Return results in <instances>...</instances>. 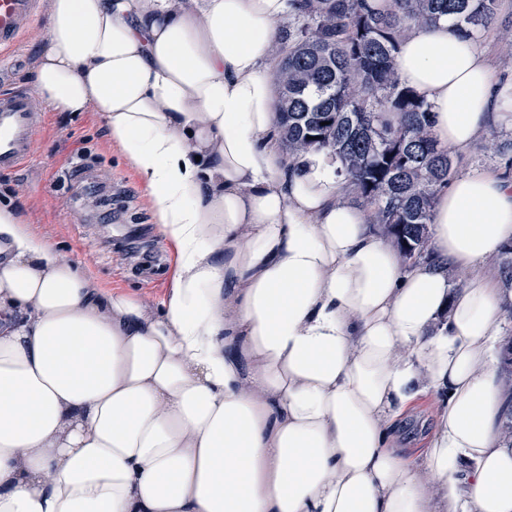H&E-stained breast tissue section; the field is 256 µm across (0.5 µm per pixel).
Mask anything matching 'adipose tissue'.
I'll return each instance as SVG.
<instances>
[{
	"label": "adipose tissue",
	"instance_id": "obj_1",
	"mask_svg": "<svg viewBox=\"0 0 512 512\" xmlns=\"http://www.w3.org/2000/svg\"><path fill=\"white\" fill-rule=\"evenodd\" d=\"M287 12L52 0L37 97L100 113L175 270L150 309L0 207V512H512L489 270L512 176L452 182L429 255L402 261L339 164L284 153ZM397 75L453 152L498 107L444 20L402 39Z\"/></svg>",
	"mask_w": 512,
	"mask_h": 512
}]
</instances>
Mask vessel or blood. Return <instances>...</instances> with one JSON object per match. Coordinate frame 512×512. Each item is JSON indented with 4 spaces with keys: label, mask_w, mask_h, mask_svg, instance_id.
Wrapping results in <instances>:
<instances>
[{
    "label": "vessel or blood",
    "mask_w": 512,
    "mask_h": 512,
    "mask_svg": "<svg viewBox=\"0 0 512 512\" xmlns=\"http://www.w3.org/2000/svg\"><path fill=\"white\" fill-rule=\"evenodd\" d=\"M40 14L41 0H0V51L14 48ZM41 123L29 92L0 82V172H15L31 160Z\"/></svg>",
    "instance_id": "obj_1"
}]
</instances>
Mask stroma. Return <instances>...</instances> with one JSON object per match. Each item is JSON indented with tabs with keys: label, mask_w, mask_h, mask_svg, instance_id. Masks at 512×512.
I'll return each instance as SVG.
<instances>
[{
	"label": "stroma",
	"mask_w": 512,
	"mask_h": 512,
	"mask_svg": "<svg viewBox=\"0 0 512 512\" xmlns=\"http://www.w3.org/2000/svg\"><path fill=\"white\" fill-rule=\"evenodd\" d=\"M512 30V0H499L494 23L475 43L489 57L499 89L500 117L468 150L454 154L457 176L501 161L489 148L493 136L512 138V56L502 36ZM39 21L0 65L7 84L33 90V70L47 35ZM35 155L1 179L16 195L0 192V206L15 209L30 231L54 244L103 287L132 292L151 308L164 300L173 252L152 221V200L132 167L108 141L96 112L44 111Z\"/></svg>",
	"instance_id": "obj_1"
}]
</instances>
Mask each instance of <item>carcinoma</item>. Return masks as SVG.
I'll return each mask as SVG.
<instances>
[{
  "instance_id": "1",
  "label": "carcinoma",
  "mask_w": 512,
  "mask_h": 512,
  "mask_svg": "<svg viewBox=\"0 0 512 512\" xmlns=\"http://www.w3.org/2000/svg\"><path fill=\"white\" fill-rule=\"evenodd\" d=\"M288 33L274 73L282 144L288 157L322 151L339 160L351 197L370 211L401 253H429L432 205L454 175L433 137L430 108L399 82L395 58L414 25L448 19L476 40L498 0H394L391 12L366 0H290ZM393 118H387V115ZM491 148L512 168V139ZM498 275L512 287V244Z\"/></svg>"
}]
</instances>
